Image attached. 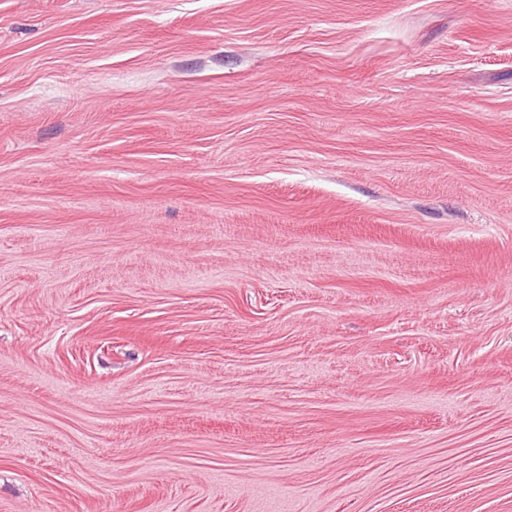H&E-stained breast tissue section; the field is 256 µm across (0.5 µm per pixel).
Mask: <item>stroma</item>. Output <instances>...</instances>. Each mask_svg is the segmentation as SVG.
Returning a JSON list of instances; mask_svg holds the SVG:
<instances>
[{
	"instance_id": "stroma-1",
	"label": "stroma",
	"mask_w": 512,
	"mask_h": 512,
	"mask_svg": "<svg viewBox=\"0 0 512 512\" xmlns=\"http://www.w3.org/2000/svg\"><path fill=\"white\" fill-rule=\"evenodd\" d=\"M0 512H512V0H0Z\"/></svg>"
}]
</instances>
